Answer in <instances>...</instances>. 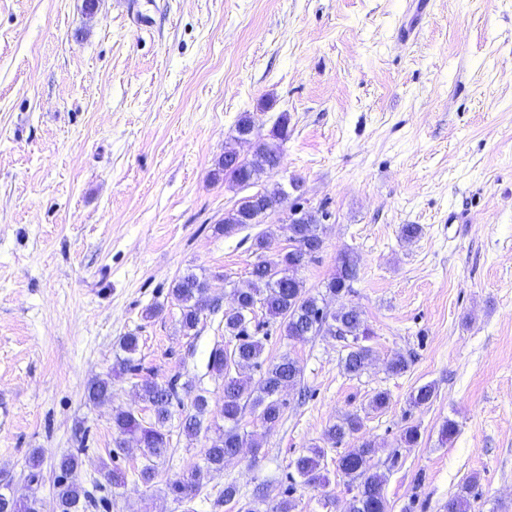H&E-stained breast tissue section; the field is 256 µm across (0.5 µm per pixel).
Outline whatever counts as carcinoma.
I'll list each match as a JSON object with an SVG mask.
<instances>
[{"label":"carcinoma","instance_id":"carcinoma-1","mask_svg":"<svg viewBox=\"0 0 512 512\" xmlns=\"http://www.w3.org/2000/svg\"><path fill=\"white\" fill-rule=\"evenodd\" d=\"M281 154L270 149H262L248 159L236 157L232 149L224 148V156L219 160L213 176L216 179L238 186H249L259 174L272 173L278 169ZM288 192L280 183L262 189L257 199L244 197L232 213L224 217L219 230L230 234L248 224L259 223V216L266 209L298 208L299 200L288 203ZM328 214L323 209L314 212L310 223L298 225L303 234L291 233L293 248L277 255L274 259H263L251 269V280L246 288H234L232 306L224 310V335L231 338L232 347L218 345L209 356V366L223 381L224 430L204 449V467L188 470L168 483V492L178 503L193 502L200 492L203 473H219L224 470V461L239 448L255 442L248 441V434L240 431L239 422L245 402L261 408L260 418L269 427L275 426L281 419L284 408L282 389L296 384L303 369L299 361L285 354L275 362L263 365L260 361L264 350L263 338L266 322L256 319V310L279 322L283 335L295 342H304L311 336H332L339 339H351L348 351L342 358V368L350 376H359L372 361V349L359 343V339L369 335L360 310L355 306L342 307L329 315L319 304V298L307 291L297 277L298 271L316 258L322 248V238L318 233L321 216ZM357 260L345 253L338 259L336 272L325 284L326 292L332 295L349 293L357 279ZM173 298L181 307V327L189 333L197 327L201 317L208 311L218 308L219 298L211 294V284L206 278L193 273L179 277L171 288ZM120 349L125 356L117 359L119 373L136 375L141 367L135 354L139 349V337L134 334L120 340ZM260 370L256 381L242 379L233 375L241 369ZM179 377L173 376L165 383L145 380L140 385L139 397L148 404L153 419L144 421L132 409L115 408L112 426L115 437V449L122 450L126 439H138L142 443L144 463L138 471V479L151 483L158 474L159 465L166 458L170 445L168 423L172 420L174 408L184 405L180 390ZM88 400L94 404L104 402L111 397V382L97 379L87 388ZM436 397L435 388L425 384L417 388L410 397L414 407L430 405ZM209 399L203 394L195 395L190 407L181 412L180 428L191 437L201 429L203 417L207 413ZM364 426V417L360 413L347 412L338 418L325 431L329 444L336 447L345 440L353 438L356 445L345 449L337 459V467L349 479V485L356 488L345 502L343 512H388V503L384 493L385 476L374 463L377 452L372 441L360 437ZM325 451L314 447L300 453L292 466L299 477V484L288 485V493L296 491V486L304 489H318L326 486L322 474V461ZM57 468L58 493L56 503L59 512H86L92 506L93 499L79 480V457L73 453L62 456ZM473 482H468L462 490L449 497L444 506L445 512H469L468 494ZM236 485L224 486V493L215 507L229 505L235 512H291L292 502L288 499L276 502L262 491L254 499L241 502ZM9 501L7 512H39L38 500L28 498L24 501L13 499L11 495L0 493V500Z\"/></svg>","mask_w":512,"mask_h":512}]
</instances>
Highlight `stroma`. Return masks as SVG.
Returning a JSON list of instances; mask_svg holds the SVG:
<instances>
[{"label":"stroma","instance_id":"obj_1","mask_svg":"<svg viewBox=\"0 0 512 512\" xmlns=\"http://www.w3.org/2000/svg\"><path fill=\"white\" fill-rule=\"evenodd\" d=\"M410 3L0 0V487L56 512V461L76 451L85 489L107 469L127 475L106 487L107 508L88 512H215L228 483L246 501L262 485L280 498L288 463L316 445L327 485L297 490L292 512H329L326 498L341 505L350 493L324 432L385 391L390 407L369 414L362 435L390 512H445L467 484L470 512H512V0H430L406 37ZM245 113L264 135L287 117L282 165L259 184L300 178L304 204L329 209L323 247L298 276L328 309H360L374 359L352 377L343 341L294 342L269 324L265 361L297 358L301 380L274 427L246 406L240 425L258 449L205 475L186 506L167 483L202 464L224 426L208 359L228 338L221 311L184 332L172 285L207 278L225 307L259 257L291 247L278 214L219 230L253 192L212 176ZM406 224L418 237L402 238ZM347 252L358 278L351 293L328 294ZM128 334L140 338L135 375L116 371ZM397 355L410 366L395 375ZM174 376L207 395L209 411L191 438L171 420L147 487L136 442L113 451L112 415L151 420L138 385ZM96 378L112 382L100 405L86 400ZM427 383L433 403L411 407ZM449 419L458 432L445 443ZM410 423L421 437L404 448Z\"/></svg>","mask_w":512,"mask_h":512}]
</instances>
